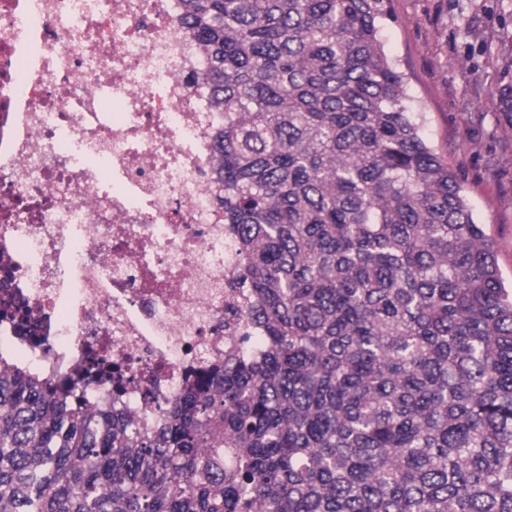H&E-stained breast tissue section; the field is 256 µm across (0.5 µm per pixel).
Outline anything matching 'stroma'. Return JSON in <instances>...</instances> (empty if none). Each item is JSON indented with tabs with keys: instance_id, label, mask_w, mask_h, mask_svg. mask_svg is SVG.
<instances>
[{
	"instance_id": "1",
	"label": "stroma",
	"mask_w": 512,
	"mask_h": 512,
	"mask_svg": "<svg viewBox=\"0 0 512 512\" xmlns=\"http://www.w3.org/2000/svg\"><path fill=\"white\" fill-rule=\"evenodd\" d=\"M383 39L426 116L425 136L461 182L512 280V0H385Z\"/></svg>"
}]
</instances>
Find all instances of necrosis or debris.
Here are the masks:
<instances>
[{
  "instance_id": "1",
  "label": "necrosis or debris",
  "mask_w": 512,
  "mask_h": 512,
  "mask_svg": "<svg viewBox=\"0 0 512 512\" xmlns=\"http://www.w3.org/2000/svg\"><path fill=\"white\" fill-rule=\"evenodd\" d=\"M180 0H0V353L134 420L254 345Z\"/></svg>"
}]
</instances>
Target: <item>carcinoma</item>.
<instances>
[{
    "label": "carcinoma",
    "instance_id": "obj_1",
    "mask_svg": "<svg viewBox=\"0 0 512 512\" xmlns=\"http://www.w3.org/2000/svg\"><path fill=\"white\" fill-rule=\"evenodd\" d=\"M182 6L258 352L142 425L1 356L0 512H512V287L384 0Z\"/></svg>",
    "mask_w": 512,
    "mask_h": 512
}]
</instances>
